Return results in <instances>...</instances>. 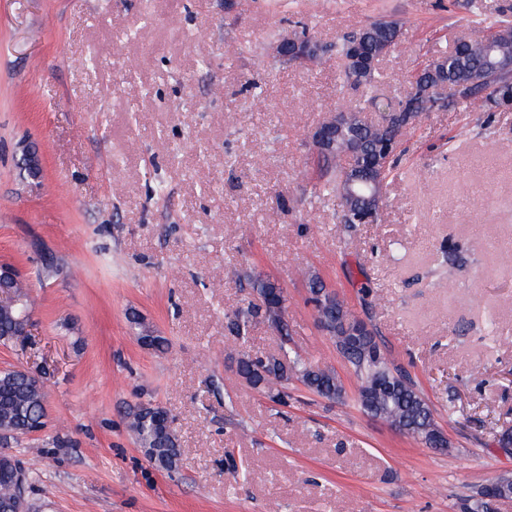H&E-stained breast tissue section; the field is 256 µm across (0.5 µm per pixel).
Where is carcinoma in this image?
Wrapping results in <instances>:
<instances>
[{"label":"carcinoma","mask_w":512,"mask_h":512,"mask_svg":"<svg viewBox=\"0 0 512 512\" xmlns=\"http://www.w3.org/2000/svg\"><path fill=\"white\" fill-rule=\"evenodd\" d=\"M488 43L495 45L499 59L512 61V26L508 24L495 29L476 28L469 44L444 56L447 68L443 79L457 87V102L461 104H471L478 99V94L463 88L462 84L468 82L473 71L487 66L482 50ZM417 75L415 71L407 78L410 91L402 101L408 104V115L399 125L386 128L358 120L351 128L352 136L360 141L363 153H368L376 141L388 135L402 139L409 125L440 106L436 95L420 90ZM346 161L348 158L341 153L319 157L321 191L341 193ZM248 282L252 292L261 299V304L249 302L238 307L229 316L227 324L228 331L242 341L247 340L250 327L258 320L279 327L287 301L283 287L267 277L250 275ZM308 285L310 301L320 321L328 323L325 332L335 341L336 348L352 366L359 381L358 403L363 411L372 415L378 413L389 424L407 428V434L429 441L438 427L431 405L416 383L386 360L375 332L347 344L346 337L342 336L343 317L336 315V294L324 291L323 282L317 274L310 275ZM15 317V312L0 307V345L15 343ZM138 340L145 341L147 347L158 353L169 347L165 337L146 327L139 333ZM235 374L247 386L260 390L272 402L283 406L288 405V381L293 378L324 399L334 401L344 395V387L334 371L292 357L284 346L277 356L261 357L240 352L235 360ZM45 417L42 388L20 368L1 370L0 446H8L23 435L42 430ZM168 417L170 414L163 407L147 403L130 409L126 422L127 429L145 448L147 456L154 458V463L166 470L174 468V458L180 454L175 430L165 422ZM12 468V459L0 458V502H8L15 495L13 485L4 478V473Z\"/></svg>","instance_id":"cac0c4a2"}]
</instances>
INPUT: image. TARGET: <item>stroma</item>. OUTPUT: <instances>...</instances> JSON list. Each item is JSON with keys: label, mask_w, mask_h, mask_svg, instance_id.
I'll return each mask as SVG.
<instances>
[{"label": "stroma", "mask_w": 512, "mask_h": 512, "mask_svg": "<svg viewBox=\"0 0 512 512\" xmlns=\"http://www.w3.org/2000/svg\"><path fill=\"white\" fill-rule=\"evenodd\" d=\"M402 24L376 98L512 0H0V262L35 300L0 370L40 375L46 426L11 450L35 512H462L512 472V109L454 105L405 138L384 218L346 226L309 135L341 97L335 54L269 52L302 24L325 44ZM39 159L30 175L26 156ZM315 271L377 330L451 446L366 414L359 381L316 321ZM276 279L287 334L225 316ZM166 336L137 340L132 316ZM288 348L341 380H298L279 406L234 373L238 351ZM175 418L174 472L128 433L141 403Z\"/></svg>", "instance_id": "1"}]
</instances>
